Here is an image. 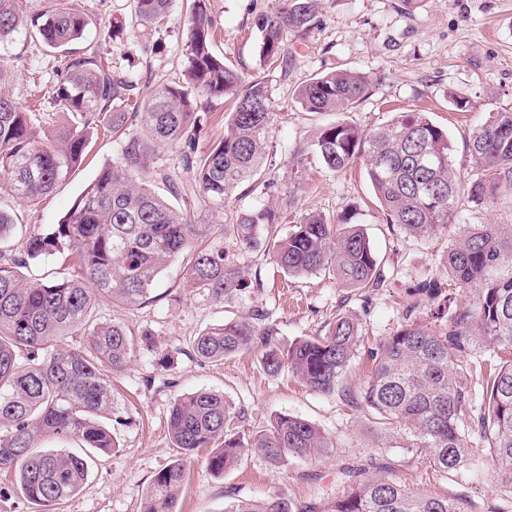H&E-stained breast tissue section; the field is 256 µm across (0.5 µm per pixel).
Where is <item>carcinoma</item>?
I'll use <instances>...</instances> for the list:
<instances>
[{"mask_svg":"<svg viewBox=\"0 0 512 512\" xmlns=\"http://www.w3.org/2000/svg\"><path fill=\"white\" fill-rule=\"evenodd\" d=\"M319 3L281 0L275 12L258 19L263 64L288 66L283 32L305 31ZM170 4L132 0L135 22L159 24ZM208 6L209 0H190L182 73L156 80L146 70L149 91L141 96V75L115 69L95 52L74 54L72 45L88 25L81 11L55 7L27 20L19 0H0V44L24 29L63 52V74L51 100L67 123L56 137H41L33 109L0 92V181L12 195L28 201L50 195L80 166L92 130L107 128L121 139L119 156L99 168L57 223L23 230L0 209V472L16 473L34 512H54L74 496L89 467L85 453L38 449L42 438L76 441L105 455L119 448L107 425L122 423L112 375L129 364L134 344L123 326L99 314L100 299L146 303L158 275L189 250L194 257L187 286L228 301L241 283L240 271L224 263V249L196 247L211 225L195 223L174 205L202 194L222 207L272 164L268 83L245 76L215 52ZM370 85L365 74L340 68L310 77L295 100L306 112L344 113L368 95ZM221 99L233 101L224 139L198 156L203 113ZM165 146L183 148L188 174L186 180L162 174L167 198L142 179L155 149ZM313 146L332 172L364 164L387 223L416 237L456 228L443 267L454 286L476 289V299L454 302L440 285H423L426 300L411 309L434 305L445 324L432 328L407 320L368 350L371 367L360 384L352 372L364 326L341 311L324 334L286 348L248 317L228 321L193 338L195 357L221 364L260 346L266 372L286 370L319 395L342 393L351 408L409 437V452L436 475L479 476L490 468L512 497V224L455 223L464 202L492 207L503 193L512 195V111L492 113L473 131L467 143L471 169L465 173L453 165L447 132L423 112H401L370 134L346 120L329 123ZM275 220L268 209L245 211L233 233L247 248H258L256 225ZM265 251L291 276L328 271L354 289L382 282L381 261L349 215L334 224L310 216L287 236L268 241ZM56 255L69 261L70 276L43 281L23 275ZM69 336L81 341L71 345ZM232 414L230 401L215 391L174 400L168 429L182 458L153 476L141 512H176L185 458L201 448H212L206 470L214 475L252 453L279 467L331 447L324 432L304 418L282 415L268 431L245 438L230 429ZM376 468L380 472L371 478L364 468L344 473L350 489L321 512H465L459 498L414 494L388 473L389 464ZM224 512L311 510L278 490L259 500L229 501Z\"/></svg>","mask_w":512,"mask_h":512,"instance_id":"cac0c4a2","label":"carcinoma"}]
</instances>
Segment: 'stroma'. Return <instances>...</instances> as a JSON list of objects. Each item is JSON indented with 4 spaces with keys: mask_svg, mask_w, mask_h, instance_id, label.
Returning <instances> with one entry per match:
<instances>
[{
    "mask_svg": "<svg viewBox=\"0 0 512 512\" xmlns=\"http://www.w3.org/2000/svg\"><path fill=\"white\" fill-rule=\"evenodd\" d=\"M27 14L48 7L83 10L88 27L77 51L94 50L114 66L129 69L131 59L147 61L154 76H172L185 65L187 18L185 0H171L159 26H129L131 0H21ZM215 22L214 48L227 63L248 76L265 78L274 108L271 144L276 168L264 171L253 189H240L213 208L199 198L194 215L212 227L210 242L223 247L227 264L240 268L246 284L224 302L187 287L188 256H181L159 275L149 303L125 307L102 300L99 311L123 325L133 337L148 331L151 348H136L113 382L127 398L126 425L117 427L120 448L111 455L96 454L81 490L58 505L56 512H140L144 494L155 473L180 456L171 442L167 420L173 401L199 389L223 393L238 413L239 433L251 435L270 427L281 415L317 424L332 448L313 459H289L275 468L252 455L221 476L205 469L206 452L188 462V479L176 512H224L225 503L261 498L285 491L299 504L324 506L342 496L347 483L343 468L387 462L395 479L411 490L460 497L465 512H512L497 478L446 480L412 460L404 434L386 433L362 412L353 410L341 395L309 391L288 373L272 375L260 363V351L242 352L212 365L197 360L191 342L206 327L254 313H262L275 343L291 342L323 333L336 313L353 312L368 331L367 347L391 335L404 321V308L413 288L434 278L447 283L442 258L452 237L407 235L386 223L363 168L347 173L327 170L312 143L319 126L335 121L332 113L303 111L295 90L311 75L339 66L369 76L368 98L343 118L364 132L392 120L397 113L426 112L448 134L457 169L469 170L467 142L490 113L512 110V0H322L315 19L304 33L285 32L288 69L264 68L259 63L261 15L273 13L280 0H210ZM125 22L123 42L108 38L112 23ZM57 50L29 33L0 45V63L14 77L4 87L17 101H28L38 75L42 90L57 81ZM468 102L459 111L455 98ZM120 143L112 133H94L81 167L49 196L20 201L0 187V207L15 223L54 224L95 177L100 166L114 159ZM269 208L279 223L277 236L312 215L335 221L353 213V221L369 236L384 268V282L372 291L343 287L334 276L285 274L269 256L242 246L230 228L241 212ZM171 354L169 368L158 364Z\"/></svg>",
    "mask_w": 512,
    "mask_h": 512,
    "instance_id": "35a3bbf8",
    "label": "stroma"
}]
</instances>
